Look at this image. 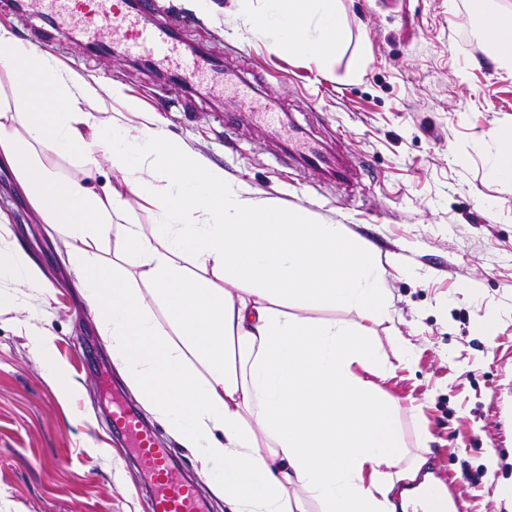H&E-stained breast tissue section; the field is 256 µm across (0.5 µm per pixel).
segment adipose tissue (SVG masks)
<instances>
[{
  "label": "adipose tissue",
  "instance_id": "adipose-tissue-1",
  "mask_svg": "<svg viewBox=\"0 0 512 512\" xmlns=\"http://www.w3.org/2000/svg\"><path fill=\"white\" fill-rule=\"evenodd\" d=\"M470 6L511 64L512 14ZM248 20L325 62L347 38L336 0H266ZM112 99L122 92L0 26V160L62 242L127 387L196 451L228 512H394L430 435L404 458L398 403L379 386L395 372L368 328L388 312L383 267L346 225L254 197ZM106 170L116 183H97ZM0 279L48 293L1 236ZM318 308L351 317H305Z\"/></svg>",
  "mask_w": 512,
  "mask_h": 512
}]
</instances>
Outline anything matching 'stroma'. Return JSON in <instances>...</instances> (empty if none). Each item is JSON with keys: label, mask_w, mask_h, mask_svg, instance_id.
I'll return each instance as SVG.
<instances>
[{"label": "stroma", "mask_w": 512, "mask_h": 512, "mask_svg": "<svg viewBox=\"0 0 512 512\" xmlns=\"http://www.w3.org/2000/svg\"><path fill=\"white\" fill-rule=\"evenodd\" d=\"M194 17L186 54L219 57L263 103L356 163L346 182L317 181L224 91L164 67L65 39L56 59L121 88L234 182L257 196L347 225L386 271L387 320L371 324L395 365L381 387L400 407L406 446L418 427L430 457L459 481L456 512H512V182L492 172L490 132L512 126V68L502 67L467 0H337L348 40L330 65L278 49L244 21L239 0H165ZM0 25L48 41L52 29L15 0ZM7 240L40 266L47 299L0 279V512H149L143 477L108 426L113 399L138 400L119 377L73 286L62 243L0 165ZM34 315L67 393L43 375L20 327ZM494 318L493 336L483 322ZM410 358H403V347Z\"/></svg>", "instance_id": "stroma-1"}]
</instances>
